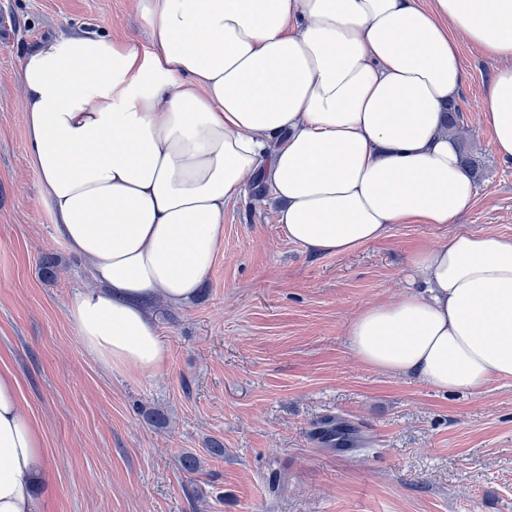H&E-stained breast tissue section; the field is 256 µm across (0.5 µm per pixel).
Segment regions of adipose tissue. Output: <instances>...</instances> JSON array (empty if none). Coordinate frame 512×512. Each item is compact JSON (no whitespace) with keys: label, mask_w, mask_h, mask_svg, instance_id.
Instances as JSON below:
<instances>
[{"label":"adipose tissue","mask_w":512,"mask_h":512,"mask_svg":"<svg viewBox=\"0 0 512 512\" xmlns=\"http://www.w3.org/2000/svg\"><path fill=\"white\" fill-rule=\"evenodd\" d=\"M148 45L74 33L24 58L30 158L54 229L94 282L67 318L106 369L166 359L146 299L191 301L224 207L262 182L288 241L341 254L395 224H453L476 191L446 128L460 40L498 68L493 150L512 162V0H138ZM363 308L353 355L446 393L512 379V238L472 232L411 259ZM44 438L0 373V512H34Z\"/></svg>","instance_id":"ef3b65f1"}]
</instances>
